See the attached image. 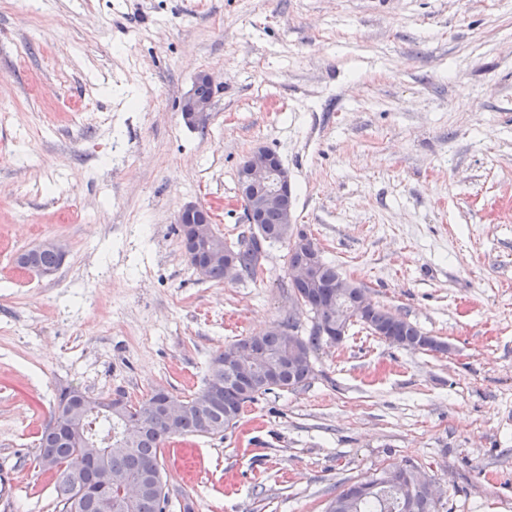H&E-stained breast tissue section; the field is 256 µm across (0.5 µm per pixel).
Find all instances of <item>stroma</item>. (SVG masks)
I'll use <instances>...</instances> for the list:
<instances>
[{"label": "stroma", "instance_id": "stroma-1", "mask_svg": "<svg viewBox=\"0 0 512 512\" xmlns=\"http://www.w3.org/2000/svg\"><path fill=\"white\" fill-rule=\"evenodd\" d=\"M258 146L295 229L450 350L352 323L308 387L166 448L172 512H324L406 460L439 512H512V0H0V512H50L30 458L58 389L187 396L225 345L291 316L308 333L286 246L217 283L175 232L194 202L247 233L236 173ZM47 238L57 273L17 269ZM200 85L197 89V85ZM214 87L211 75L208 72L201 71L197 74L191 88L185 94L181 112L183 120L187 125L193 128H204L207 126L210 119V112L212 108V98L203 96H211L212 89L208 86ZM198 93H197V91Z\"/></svg>", "mask_w": 512, "mask_h": 512}]
</instances>
